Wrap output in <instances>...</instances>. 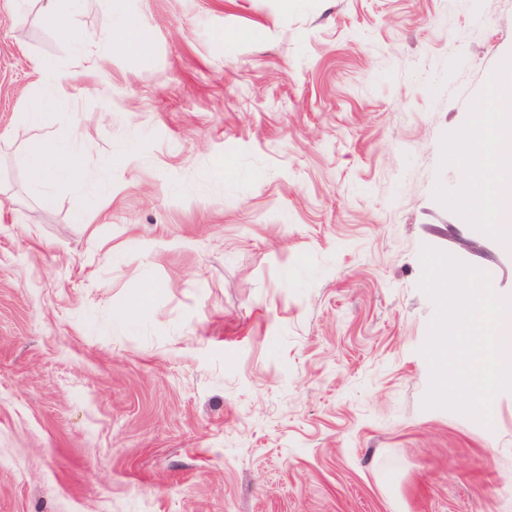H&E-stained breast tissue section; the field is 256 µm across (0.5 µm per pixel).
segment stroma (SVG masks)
I'll list each match as a JSON object with an SVG mask.
<instances>
[{"instance_id": "1", "label": "stroma", "mask_w": 512, "mask_h": 512, "mask_svg": "<svg viewBox=\"0 0 512 512\" xmlns=\"http://www.w3.org/2000/svg\"><path fill=\"white\" fill-rule=\"evenodd\" d=\"M60 6L100 74L0 0V512H512V390L489 427L425 407L419 287L430 247L512 300L447 154L512 0ZM44 69L70 106L32 127ZM75 128L112 190L44 201L25 153ZM103 39L110 45L120 46L125 50L140 51L144 47L142 36L134 23L123 18L116 21L115 29L104 33Z\"/></svg>"}]
</instances>
